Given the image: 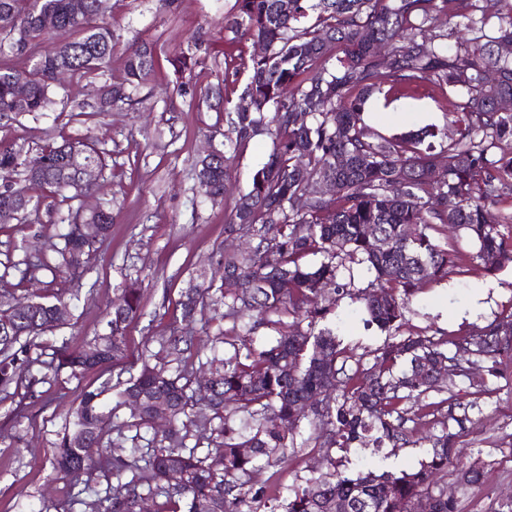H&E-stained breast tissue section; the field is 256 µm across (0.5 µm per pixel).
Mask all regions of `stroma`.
<instances>
[{
	"label": "stroma",
	"mask_w": 512,
	"mask_h": 512,
	"mask_svg": "<svg viewBox=\"0 0 512 512\" xmlns=\"http://www.w3.org/2000/svg\"><path fill=\"white\" fill-rule=\"evenodd\" d=\"M233 5L234 0H108L102 20L111 27L116 46L99 81H122L126 48L147 42L156 59L151 82L136 90L131 102L96 114L83 83L70 79L59 86L46 111L0 121V139L30 150L50 138H90L105 152L107 165L98 176L97 192L84 204L89 209L106 205L112 212L106 241L78 268L56 275L45 271L32 283L21 275L22 261L36 250L55 257L61 220L68 215L67 205L33 190L38 214L25 222L0 223V294L21 300L36 290L49 301L71 299L68 321L47 337L49 344L71 352L87 348L103 333L106 310L122 289L133 286L142 294L141 314L126 328L121 360L77 379L60 374L37 384L33 395L21 401L0 392V512H85L77 486L50 464L54 444L65 431L64 409L77 403L81 390L96 388L107 377L128 379L145 356L164 361L160 343L181 328L182 291L189 281L219 277L233 200L248 190L272 149L268 135L255 136L229 162V198L221 203L206 198L197 163L209 150L223 149L229 129L227 114L209 108L207 93L223 80L227 63L254 50L251 42L224 40V17ZM183 52L195 55L197 63L174 72L168 60ZM65 100L82 104L83 113L62 111ZM449 109L447 97L438 93L401 99L390 107L393 122L380 130L393 136L418 129L417 113L429 112L433 129L452 138L456 128L448 121ZM479 283L486 287L482 310L464 317ZM510 311L512 266L493 275L464 267L413 300L400 333L447 341ZM337 314L342 347L360 358L362 367H371L387 332L364 327L361 305L354 300L343 299ZM500 369L502 378L483 392L458 377L444 383L472 406L475 424L460 436L459 445L465 462L480 463L485 472L483 489L468 494L455 474H448V492L459 497L463 512H498L512 501V356L502 358ZM302 436L304 447L286 462L252 473L251 490L271 496L322 471L314 426L303 424Z\"/></svg>",
	"instance_id": "obj_1"
}]
</instances>
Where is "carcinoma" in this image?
<instances>
[{"instance_id":"1","label":"carcinoma","mask_w":512,"mask_h":512,"mask_svg":"<svg viewBox=\"0 0 512 512\" xmlns=\"http://www.w3.org/2000/svg\"><path fill=\"white\" fill-rule=\"evenodd\" d=\"M95 3L0 0V56L25 54L30 61L23 71L0 67L1 117L46 110L60 69L87 81L98 112L131 100V89L152 80L154 49L143 43L126 50L123 81H93L114 48L112 29L100 22ZM48 13L58 20L51 31L41 22ZM441 16L446 34L436 31ZM461 25L464 34L451 46L445 43ZM224 30L266 49L240 59L232 72L235 77L248 72L243 94L250 108L232 104L220 87L213 92L224 110L235 112L227 141L240 146L264 131L273 148L243 193L252 197L251 206L234 202L224 225V233L250 242L220 259L224 277L236 279L239 288L230 294L211 283L186 289L180 301L185 328L162 346L176 356L191 349L196 316L218 303L224 317L245 322L246 337L206 360L207 394L194 369L172 373L146 361L124 382L108 378L83 391L52 464L97 497L91 512H137L144 472L155 482L148 492L164 495L169 512H259L254 504L260 496L250 494L243 477L288 460L301 423L312 418L320 427L315 442L325 449L326 472L284 497L274 496L267 512H336L338 506L341 512H418L424 498L432 501V512H460L444 478L448 465L461 462L457 439L474 420L459 395L447 396L435 383V373L465 377L479 369L485 372L480 388L499 378L496 357L512 351V312L446 344L429 336L395 337L362 370L347 367L350 356L329 323L339 301L354 294L363 301L366 324L397 330L425 285L469 265L487 272L512 265V243L505 244L492 214L504 191L512 192V112L497 108L502 97H512V0H235ZM332 47L340 56L328 67ZM18 81L27 86L22 103L14 94ZM422 90L455 95L456 137L440 150L423 145L425 138L436 137L433 132L387 137L364 122L372 94L388 103ZM344 156L347 164L340 169L336 159ZM228 162L222 152L200 160L205 194L213 201L224 200L228 191ZM85 165L105 166L87 138L49 141L34 152L1 139L0 206L15 205V220L39 210L37 202L15 203L12 182L21 173L39 179L60 202L71 201V184ZM327 179L336 180V194L320 196L316 182ZM295 197L307 198L304 209L293 207ZM368 224L376 226V237L364 234ZM448 229L468 236L476 252L440 245L435 234ZM58 237L57 262L31 254L23 276L60 272L94 247L76 237L70 223ZM309 255L322 260L309 265ZM348 263L367 265L374 274L368 288L338 282ZM140 304L138 289H123L112 301L107 332L94 337L88 349L69 353L60 347L44 359L41 338L55 328L52 304L19 313L11 299L1 300L0 392L24 398L34 385L64 371L77 378L118 360ZM260 326L275 335L257 344L249 335ZM330 379L336 394L327 400ZM159 407L170 423L160 446L107 456L108 449L123 447L124 428L150 427ZM122 408L129 409L130 419L113 423ZM422 415L437 418L440 433L419 467L346 472L357 446L394 455L415 444L410 423ZM202 439L214 445L219 466L215 452H198ZM109 460L115 482L102 496L91 476ZM484 477L475 462L458 472L462 488L473 492L482 488Z\"/></svg>"}]
</instances>
